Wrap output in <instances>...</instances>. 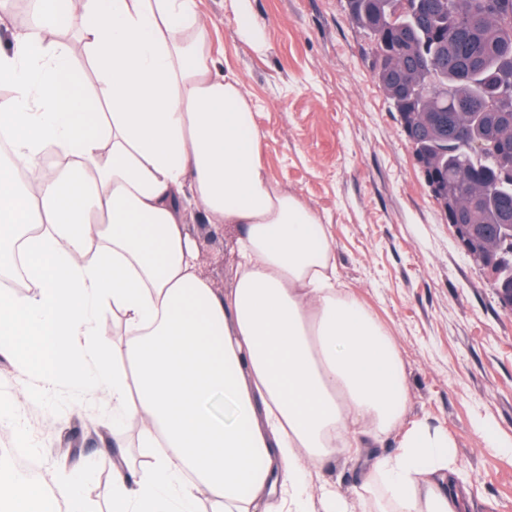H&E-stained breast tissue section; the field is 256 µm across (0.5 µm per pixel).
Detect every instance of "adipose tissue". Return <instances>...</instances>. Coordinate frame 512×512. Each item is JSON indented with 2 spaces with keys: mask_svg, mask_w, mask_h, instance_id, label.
I'll return each mask as SVG.
<instances>
[{
  "mask_svg": "<svg viewBox=\"0 0 512 512\" xmlns=\"http://www.w3.org/2000/svg\"><path fill=\"white\" fill-rule=\"evenodd\" d=\"M86 57L103 97L74 67ZM0 354L39 393L69 386L137 418L152 464L119 458L112 512H460L447 433L407 423L403 364L348 289L320 217L272 179L239 76L198 0H44L0 49ZM66 161L46 180L44 146ZM26 181H19L18 170ZM235 224V286L212 287L185 226ZM111 306L127 341L107 351ZM399 433L360 490L314 465Z\"/></svg>",
  "mask_w": 512,
  "mask_h": 512,
  "instance_id": "obj_1",
  "label": "adipose tissue"
}]
</instances>
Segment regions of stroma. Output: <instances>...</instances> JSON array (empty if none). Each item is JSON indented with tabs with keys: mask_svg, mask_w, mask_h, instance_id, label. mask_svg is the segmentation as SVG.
Instances as JSON below:
<instances>
[{
	"mask_svg": "<svg viewBox=\"0 0 512 512\" xmlns=\"http://www.w3.org/2000/svg\"><path fill=\"white\" fill-rule=\"evenodd\" d=\"M211 43L243 81L265 133L271 176L320 217L339 283L383 324L403 361L407 418L447 431L468 480L462 512H512V310L491 274L460 247L433 200L399 116L372 76V43L345 0H247L264 50L241 35L235 0H199ZM186 228L214 288L233 286L234 226L210 237L201 213ZM33 380L0 357V404L22 419L0 432V467L39 499L84 464L82 512H110L116 451L102 402ZM365 461L336 455L315 482L352 494Z\"/></svg>",
	"mask_w": 512,
	"mask_h": 512,
	"instance_id": "obj_1",
	"label": "stroma"
}]
</instances>
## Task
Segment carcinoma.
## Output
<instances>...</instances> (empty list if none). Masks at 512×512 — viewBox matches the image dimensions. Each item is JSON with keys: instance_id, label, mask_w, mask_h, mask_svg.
Returning <instances> with one entry per match:
<instances>
[{"instance_id": "cac0c4a2", "label": "carcinoma", "mask_w": 512, "mask_h": 512, "mask_svg": "<svg viewBox=\"0 0 512 512\" xmlns=\"http://www.w3.org/2000/svg\"><path fill=\"white\" fill-rule=\"evenodd\" d=\"M350 20L383 36L372 73L414 157L435 175L448 223L472 230L470 254L512 289V0H347ZM494 141L483 156L476 141Z\"/></svg>"}]
</instances>
